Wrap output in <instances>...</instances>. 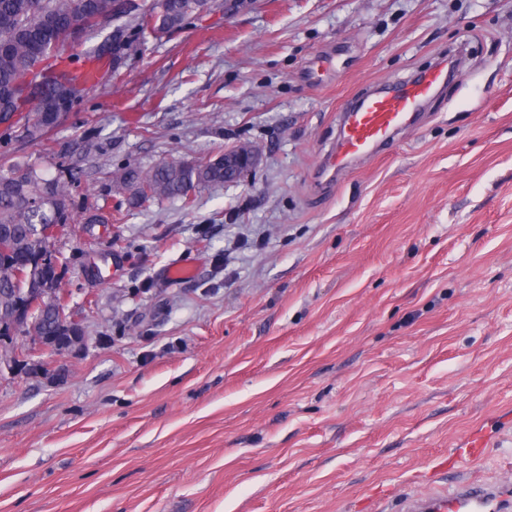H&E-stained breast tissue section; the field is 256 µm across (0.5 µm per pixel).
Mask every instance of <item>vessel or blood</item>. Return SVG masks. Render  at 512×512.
<instances>
[{"label":"vessel or blood","mask_w":512,"mask_h":512,"mask_svg":"<svg viewBox=\"0 0 512 512\" xmlns=\"http://www.w3.org/2000/svg\"><path fill=\"white\" fill-rule=\"evenodd\" d=\"M447 79V68L437 65L414 79L390 83L342 113L337 143L323 162L324 170H345L389 145ZM401 512H512V489L483 479L460 480L426 495L404 497Z\"/></svg>","instance_id":"vessel-or-blood-1"}]
</instances>
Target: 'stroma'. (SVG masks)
<instances>
[{"label": "stroma", "mask_w": 512, "mask_h": 512, "mask_svg": "<svg viewBox=\"0 0 512 512\" xmlns=\"http://www.w3.org/2000/svg\"><path fill=\"white\" fill-rule=\"evenodd\" d=\"M455 53L417 124L321 177L345 108ZM99 70L44 144L0 135L70 184L84 225L55 249L89 336L55 375L0 374V512H399L440 478L512 484V0H209ZM244 144L248 178L186 201L133 208L108 177ZM474 430L484 456L449 470Z\"/></svg>", "instance_id": "stroma-1"}]
</instances>
